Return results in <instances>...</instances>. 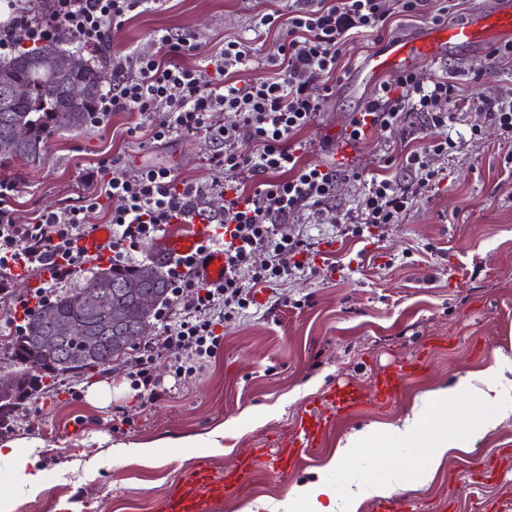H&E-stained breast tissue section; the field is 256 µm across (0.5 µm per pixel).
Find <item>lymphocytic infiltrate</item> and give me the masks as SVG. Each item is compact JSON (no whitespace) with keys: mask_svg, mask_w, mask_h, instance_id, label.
<instances>
[{"mask_svg":"<svg viewBox=\"0 0 512 512\" xmlns=\"http://www.w3.org/2000/svg\"><path fill=\"white\" fill-rule=\"evenodd\" d=\"M50 2L48 15L21 13L0 25V55L38 47L62 31L71 33L80 46L100 49L121 32L130 12L151 0ZM390 17L387 0H322L315 9L263 14L261 25L282 35V57L274 76L241 85L229 77L255 55L252 44L225 40L223 48L202 63L188 66L184 60L195 50L190 39L156 33L155 52L129 58L126 75L103 93L90 122L107 124L116 112H136L144 120L165 110L164 123L148 129L142 121L127 128V136L137 139L147 133L160 141L175 135H204L213 146L210 163L217 178L208 184L181 180L170 168L156 165L128 178L113 174L112 162L105 158L86 175L90 190L78 204L45 210L25 224L16 216L18 183L1 178L0 288H7L17 268L32 275L46 268L52 271L42 286L14 296L18 315L10 322L12 335H21L32 306L49 302L87 264L78 242L92 232L86 217L99 207L101 198L112 201L109 261L124 264L167 225L212 219L205 200L218 192L224 196V215L212 220L222 233L207 239L205 246L224 251L223 282L203 285L192 270L194 257L170 261L169 302L156 315L165 345L182 353L175 376H194L222 342L215 333L213 313L248 307L253 289L302 268L300 256L309 245L283 225L295 211L333 197L338 176L332 167L303 161L287 138L319 114L352 37L384 32ZM464 104L458 87L445 78L412 71L381 85L360 116L351 117L350 138L362 140L370 128L409 127L417 116L424 118L431 138L425 147L404 156L406 167L415 173L413 182L372 180L355 213L341 218L328 214L329 223L344 221L355 236L367 224L401 223L423 189L437 178L434 159L455 149L448 124L454 109ZM220 114L225 122H217ZM263 249L270 252V262L253 266L255 253Z\"/></svg>","mask_w":512,"mask_h":512,"instance_id":"1","label":"lymphocytic infiltrate"}]
</instances>
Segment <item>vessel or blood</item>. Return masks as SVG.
<instances>
[{
    "instance_id": "obj_1",
    "label": "vessel or blood",
    "mask_w": 512,
    "mask_h": 512,
    "mask_svg": "<svg viewBox=\"0 0 512 512\" xmlns=\"http://www.w3.org/2000/svg\"><path fill=\"white\" fill-rule=\"evenodd\" d=\"M509 41L512 42V0H494L490 8H477L465 17L425 27L413 37L391 41L383 52L366 58L355 83L369 85L383 75L414 70L418 65L447 58L462 47L481 51ZM212 234V225L197 220L160 237L157 246L169 257L196 254V271L204 283L211 285L224 278V253L216 249L200 255L196 249ZM108 239L109 227L102 224L83 237L79 245L88 256H101ZM426 365L423 359L398 363L377 377L369 390L355 386L332 389L327 397L331 412L301 418L292 432L278 438L272 447L256 448L245 455L238 470L217 475L208 467L198 465L184 472L163 500L160 512H211L213 504L240 494L242 473L260 466L274 476L287 475L303 456L319 445L335 413L350 412L373 402L380 405L391 402L407 380Z\"/></svg>"
}]
</instances>
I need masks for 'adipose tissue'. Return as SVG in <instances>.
I'll list each match as a JSON object with an SVG mask.
<instances>
[{
	"label": "adipose tissue",
	"mask_w": 512,
	"mask_h": 512,
	"mask_svg": "<svg viewBox=\"0 0 512 512\" xmlns=\"http://www.w3.org/2000/svg\"><path fill=\"white\" fill-rule=\"evenodd\" d=\"M442 415L448 418L445 430L435 423ZM508 420L512 421V348L501 347L486 367L460 376L448 386L419 393L396 420L353 430L339 440L329 461L330 466H344L362 449L380 445L392 456L414 453L419 464L416 477L396 466L385 481L358 485L344 495L320 477L292 486L284 499L269 501L266 507L268 512H359L367 499L410 490L417 482H431L450 451L470 448L476 436L492 433ZM39 446L36 440L0 444V458L9 461L13 483L32 496L47 483L45 471L36 467Z\"/></svg>",
	"instance_id": "ef3b65f1"
}]
</instances>
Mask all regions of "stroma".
I'll list each match as a JSON object with an SVG mask.
<instances>
[{
  "label": "stroma",
  "instance_id": "stroma-1",
  "mask_svg": "<svg viewBox=\"0 0 512 512\" xmlns=\"http://www.w3.org/2000/svg\"><path fill=\"white\" fill-rule=\"evenodd\" d=\"M319 2L158 0L152 9L132 12L111 43L112 62L124 63L135 51H154V32L166 30L191 38L196 49L186 59L190 65L226 39L253 41L257 56L239 77H263L271 61L280 58L282 40L277 31L260 26L261 16L274 9H313ZM437 8L436 0H426L418 14L393 13L383 39L368 33L347 45L318 116L289 138L310 145L307 160L331 161L319 143L330 130L347 126L352 113L371 99L372 90L354 84L364 57L430 25ZM488 63V54L461 51L421 66V74L449 77L469 102L452 131L460 146L434 163L439 170L435 185L402 223L372 226L359 237L347 234L344 225L325 223L326 212L341 215L355 208L371 178L388 176L402 184L413 179L402 153L426 143V126L370 131L358 144L359 178L340 177L335 196L324 206L288 218V229L314 241L301 256L303 269L258 291L252 306L218 322L215 332L223 344L201 372L186 380L174 378L171 366L180 352L163 345L155 326L147 339L154 375L164 391L158 401L138 393L103 408L87 401L89 387L98 380L132 384L134 349L109 366L43 374L38 392L0 424V443L33 438L43 443L39 465L48 473L47 486L38 496L23 499L18 512H159L185 469L205 465L218 474L233 469L243 454L322 407L326 391L336 385L367 389L394 361L426 355L424 371L391 404L337 416L320 447L288 476L249 472L240 496L225 500L215 512H240L249 504L284 498L293 485L312 480L315 470L324 468L346 433L391 421L410 408L419 392L478 370L497 348L511 344L512 163L504 157L512 146L484 118L480 102L512 94V63L493 71ZM140 120L135 112L113 113L106 125L56 134L38 166L12 161L0 167V178L22 187L15 202L20 220L74 204L87 191L83 176L105 157L113 171L129 178L142 166L160 165L181 179H215L203 137L128 139L127 127ZM474 125L480 126L479 135L471 134ZM247 409L256 423L240 421ZM219 427L225 453L178 445L181 438ZM129 442L153 443L154 457H113V445ZM381 455V449H367L351 465L327 471L325 478L340 491L359 481L384 479L385 471L375 467ZM406 496L424 512H482L488 502L512 503V421L479 439L469 453L448 455L430 484Z\"/></svg>",
  "mask_w": 512,
  "mask_h": 512
}]
</instances>
